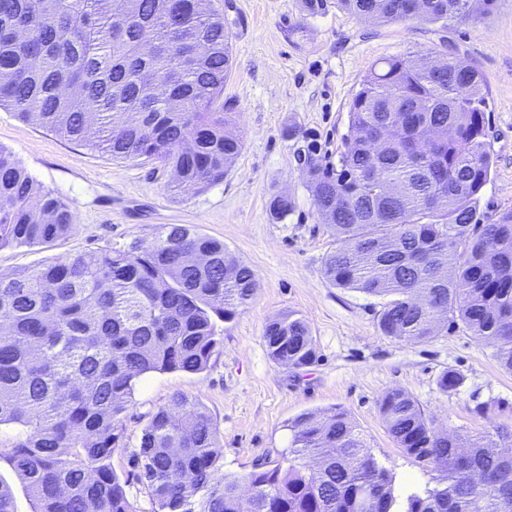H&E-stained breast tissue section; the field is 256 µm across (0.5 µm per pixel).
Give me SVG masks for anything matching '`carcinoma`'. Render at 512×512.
<instances>
[{
    "mask_svg": "<svg viewBox=\"0 0 512 512\" xmlns=\"http://www.w3.org/2000/svg\"><path fill=\"white\" fill-rule=\"evenodd\" d=\"M211 0H0V108L114 161L146 159L167 187L224 181L243 141L224 112L232 43ZM498 0H336L371 23L436 24L490 14ZM155 52L143 56L141 41ZM486 79L454 59L395 56L373 65L349 102L338 163L311 138L298 154L321 223L339 245L338 288L382 297V335L428 341L461 325L512 372V210L483 223L490 181ZM292 198L275 195L282 220ZM71 210L0 147V247L67 236ZM254 270L183 224L148 241L0 273V444L36 512H135L113 470L123 414L151 373L201 372L219 324L254 297ZM270 358L319 360L305 319L267 321ZM463 383L450 368V393ZM408 457L434 486L399 497L395 476L340 410L307 412L276 461L224 473L219 430L183 394L149 414L131 456L155 512H512V444L438 430L407 391L379 401Z\"/></svg>",
    "mask_w": 512,
    "mask_h": 512,
    "instance_id": "obj_1",
    "label": "carcinoma"
}]
</instances>
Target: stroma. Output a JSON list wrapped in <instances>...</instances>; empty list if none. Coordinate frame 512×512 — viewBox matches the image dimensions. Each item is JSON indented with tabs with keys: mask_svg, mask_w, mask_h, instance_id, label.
Returning a JSON list of instances; mask_svg holds the SVG:
<instances>
[{
	"mask_svg": "<svg viewBox=\"0 0 512 512\" xmlns=\"http://www.w3.org/2000/svg\"><path fill=\"white\" fill-rule=\"evenodd\" d=\"M211 7L233 33L224 109L244 138L223 182L175 194L151 165L112 160L0 109V147L74 216L66 237L0 248V273L124 249L150 240L160 224L189 225L223 241L230 259L254 270L255 296L221 323V345L207 368L154 373L136 389L123 419L126 447L112 458L135 512H154L156 505L136 480L130 456L148 413L177 393L204 406L217 424L225 472L247 474L258 459L287 448L296 417L336 408L393 469L397 486L432 483L433 464L405 456L387 433L381 396L406 390L436 427L450 433L512 430V373L500 368L492 347L460 326L426 342L383 336L379 298L332 285L324 262L336 236L318 219L297 153L309 136L318 139L328 161H337L348 102L374 64L393 56L453 57L487 81L495 165L480 211L494 217L512 210V0H498L487 18L444 31L417 21L372 24L336 7L310 17L301 0H212ZM279 193L293 198L294 209L276 222L268 204ZM289 311L306 319L320 354L316 364L298 370L272 361L262 339L266 322ZM449 368L464 383L447 394L437 379ZM482 404L488 413L479 412Z\"/></svg>",
	"mask_w": 512,
	"mask_h": 512,
	"instance_id": "stroma-1",
	"label": "stroma"
}]
</instances>
